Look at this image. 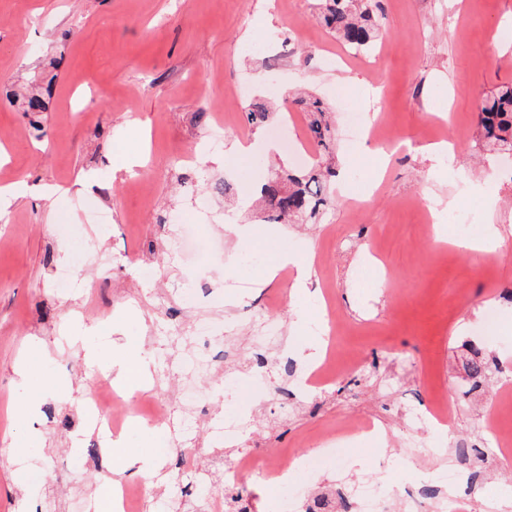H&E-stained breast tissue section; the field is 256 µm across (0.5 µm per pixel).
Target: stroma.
<instances>
[{
	"mask_svg": "<svg viewBox=\"0 0 512 512\" xmlns=\"http://www.w3.org/2000/svg\"><path fill=\"white\" fill-rule=\"evenodd\" d=\"M381 4L378 47L365 55L323 28L309 0H0V145L9 154L0 167L27 192L0 215V512H77L91 501L105 512L126 454L158 453L148 428L111 441L98 435L82 404L129 344L150 357L175 414L186 410L188 385L207 421L192 439L174 438L156 470L134 476L143 512L160 499L182 512H224L223 497L198 496L195 483L222 487L225 463L247 451L303 460L322 450L323 433L360 421L384 433L351 448L367 477L395 462L401 488L426 500L427 462L399 449L418 434L436 439L408 410L437 393L452 405L446 462L458 473L462 512H497L496 502L512 497V470L488 456L481 433L498 409L512 410V242L505 254L474 257L435 245L420 228L434 198L466 185L480 211L474 235L490 222L512 233V179L503 175L512 155L475 139L481 99L512 83V68L500 63L512 57L503 26L512 0H465L461 11L453 0ZM258 41L281 53L273 92L266 57L248 51ZM246 76L274 106L265 126L231 109ZM34 81L50 84L51 97L47 111L30 114L13 94ZM294 88L323 101L341 172L374 166L344 128L345 104L363 107L373 90L382 122L405 144L369 202L355 204L366 184L350 177L352 198H337L319 224H272L247 203L269 172L306 170L319 157L308 114L289 98ZM218 126L223 151H201ZM458 131L465 138L454 169L438 176L421 147ZM285 139L302 146V159L284 151ZM244 141L249 153L227 156ZM80 174L92 190L71 191ZM224 178L237 185L234 202L211 191ZM45 185L69 193L49 206L35 197ZM97 211L108 223L88 222ZM178 214L183 223H174ZM228 224L252 225L258 236L240 246ZM308 244L312 295L290 298L289 267L255 285L260 264ZM63 269L72 278L66 290L56 285ZM269 307L282 328L279 352L253 342ZM326 307L344 325L327 358L359 369L304 389L296 349L312 334L295 327L296 312ZM491 308L498 322L489 328ZM203 315L224 345L187 377L177 364L196 356L192 325ZM471 341L486 346L478 389L464 370ZM27 361L36 370L29 378L20 373ZM225 367L244 384L233 403L224 400ZM45 379L59 391L20 417L17 404ZM251 415L257 430L213 439L210 424ZM33 472L40 492L29 498L20 480Z\"/></svg>",
	"mask_w": 512,
	"mask_h": 512,
	"instance_id": "1",
	"label": "stroma"
}]
</instances>
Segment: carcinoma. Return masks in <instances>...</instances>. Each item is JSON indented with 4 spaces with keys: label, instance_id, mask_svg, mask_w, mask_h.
<instances>
[{
    "label": "carcinoma",
    "instance_id": "1",
    "mask_svg": "<svg viewBox=\"0 0 512 512\" xmlns=\"http://www.w3.org/2000/svg\"><path fill=\"white\" fill-rule=\"evenodd\" d=\"M323 26L349 48L370 53L375 49L383 18L380 0H313ZM29 112L47 109L43 87L34 84L22 94ZM296 103L311 117L309 131L317 145L330 150L331 129L325 120V108L317 98H299ZM248 124L259 127L269 120L265 101L253 98L244 108ZM478 129L481 139L502 152H512V85L503 86L484 98L480 105ZM336 177V167L328 161L307 173H275L261 187L267 219L274 224H288L299 217L314 218L325 208L330 197L326 182Z\"/></svg>",
    "mask_w": 512,
    "mask_h": 512
}]
</instances>
